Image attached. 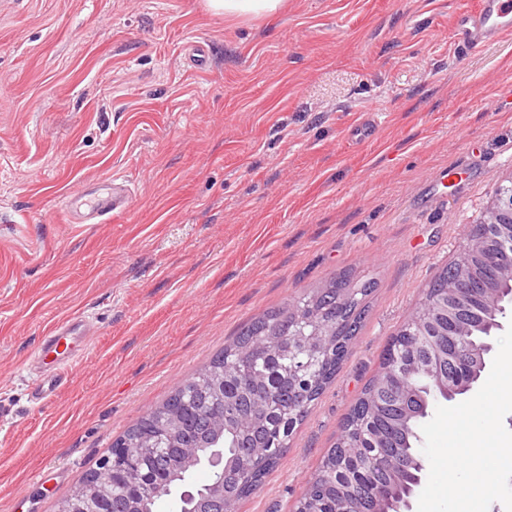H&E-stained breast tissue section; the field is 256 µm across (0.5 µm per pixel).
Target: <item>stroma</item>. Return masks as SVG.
<instances>
[{"instance_id":"stroma-1","label":"stroma","mask_w":512,"mask_h":512,"mask_svg":"<svg viewBox=\"0 0 512 512\" xmlns=\"http://www.w3.org/2000/svg\"><path fill=\"white\" fill-rule=\"evenodd\" d=\"M478 0H0V512L76 480L245 324L331 278L371 282L335 379L239 512H295L432 278L512 175V40L459 50ZM208 42L206 69L190 46ZM372 114L376 132L349 129ZM130 209L67 224L80 180ZM102 329L68 387L29 400L56 321ZM283 0H205V7L214 15L273 17Z\"/></svg>"}]
</instances>
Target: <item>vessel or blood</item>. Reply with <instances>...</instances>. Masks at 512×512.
Instances as JSON below:
<instances>
[{
	"mask_svg": "<svg viewBox=\"0 0 512 512\" xmlns=\"http://www.w3.org/2000/svg\"><path fill=\"white\" fill-rule=\"evenodd\" d=\"M512 36V0H479L473 11L457 14L451 38L460 48H469ZM132 191L119 177L107 183L79 182L63 204L68 224H100L127 211ZM98 334L97 322L87 313H75L52 324L43 336L33 361L37 376L30 388L34 402L53 400L68 383L74 362Z\"/></svg>",
	"mask_w": 512,
	"mask_h": 512,
	"instance_id": "b4317fda",
	"label": "vessel or blood"
}]
</instances>
